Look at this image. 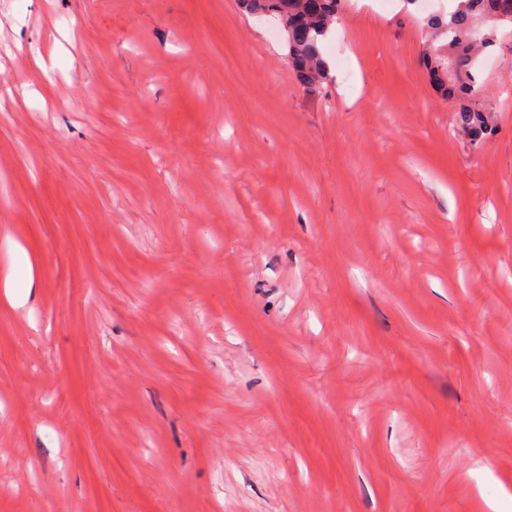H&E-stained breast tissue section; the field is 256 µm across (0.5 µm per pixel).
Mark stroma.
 <instances>
[{
  "mask_svg": "<svg viewBox=\"0 0 512 512\" xmlns=\"http://www.w3.org/2000/svg\"><path fill=\"white\" fill-rule=\"evenodd\" d=\"M451 4L345 0L306 92L238 0H0V512H512V30L477 144Z\"/></svg>",
  "mask_w": 512,
  "mask_h": 512,
  "instance_id": "stroma-1",
  "label": "stroma"
}]
</instances>
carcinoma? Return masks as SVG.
I'll return each mask as SVG.
<instances>
[{
    "mask_svg": "<svg viewBox=\"0 0 512 512\" xmlns=\"http://www.w3.org/2000/svg\"><path fill=\"white\" fill-rule=\"evenodd\" d=\"M344 0H241L251 15L275 20L284 36L288 62L304 90L328 76L323 42L341 12ZM512 17V0H458L444 17L427 21L435 45L424 54L434 85L459 101L458 123L478 142L491 134L489 113L472 105L482 89L480 55L491 46L497 29Z\"/></svg>",
    "mask_w": 512,
    "mask_h": 512,
    "instance_id": "1",
    "label": "carcinoma"
}]
</instances>
